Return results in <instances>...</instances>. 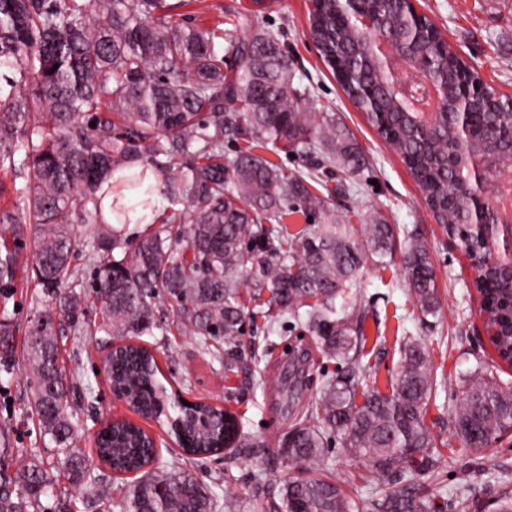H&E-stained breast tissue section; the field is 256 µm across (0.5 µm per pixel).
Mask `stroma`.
<instances>
[{
    "mask_svg": "<svg viewBox=\"0 0 512 512\" xmlns=\"http://www.w3.org/2000/svg\"><path fill=\"white\" fill-rule=\"evenodd\" d=\"M414 4L435 21L486 83L512 95V0H414ZM310 11V0H263L258 7L253 0H185L180 9L188 26L241 17L237 35L245 40L261 31L279 33L293 62L294 85L306 93V111L335 114L338 126L359 144L365 157L363 170L347 179L336 196L337 216L354 225L382 217L400 231L413 230L424 237L437 276L441 313L425 317L413 307L399 261L364 269L349 301L365 314L361 386L390 393L406 339L414 338L426 347L436 379L426 423L443 444L435 452L436 469L413 475L411 481L434 498L440 512H465L462 488L478 492L491 487L512 493V437L485 448L475 460L461 452L452 427L466 378L480 367L497 364L478 332L471 261L436 223L399 156L321 62L310 38ZM84 302L90 330L65 332L59 350L66 372L74 375L80 389L71 403L79 425L74 445L82 449L89 472L104 477L109 486L111 503L101 512H116L115 503L133 482L132 477L113 474L96 455L93 435L110 416L136 422L153 434L159 465L191 470L219 501H234L236 512H280V488L299 469L278 456V441L315 406L324 380L347 369V362L322 352L301 317L284 315L272 325L262 315H253L245 325L242 346L225 352L220 362L201 349L187 330L165 322L155 335L140 339L159 362L162 384L185 399L230 411L243 434L267 443L263 452L246 458L189 456L174 444L166 418L139 417L113 397L99 369L109 341L92 331L102 320L99 305L91 295ZM46 308L32 271H20L7 296H0V317L11 320L16 346H23L26 330ZM43 446L38 419L29 409L24 365L18 362L10 371L0 370V448L13 449L12 466L17 469L31 451ZM327 461L359 512H370L379 494L370 463L349 456L336 441Z\"/></svg>",
    "mask_w": 512,
    "mask_h": 512,
    "instance_id": "35a3bbf8",
    "label": "stroma"
}]
</instances>
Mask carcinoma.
<instances>
[{"mask_svg": "<svg viewBox=\"0 0 512 512\" xmlns=\"http://www.w3.org/2000/svg\"><path fill=\"white\" fill-rule=\"evenodd\" d=\"M181 0H0V164L27 172L15 190L13 211L0 215V233H12L14 247L0 250V286L13 285L27 263L20 250L24 228L31 230L33 270L51 307L25 341L30 409L49 440V456L33 454L10 472L13 452L0 448V512H38L50 490L48 469L59 463L72 485L97 500L107 487L86 474L83 454L73 447L76 425L68 413L76 394L73 376L60 363L58 334L87 325L73 275L77 232L92 234L89 284L102 314L97 331L107 336H152L160 307L210 349L238 345L246 303L241 285L253 289L254 307L300 314L322 350L349 363L328 378L315 422L297 423L278 454L301 466L281 490L284 512H355L337 479L312 473L325 466L329 439L367 460L385 487L371 512H434V501L405 483L409 472L436 466L438 439L425 422L432 393L429 354L414 339L402 348L389 394L362 393L357 353L363 314L347 308L350 290L366 264L382 267L400 253L409 295L422 315L440 309L439 286L424 241L382 217L355 236L351 224L336 222L332 201L343 191L312 193L308 176L257 153L298 154L316 167L338 165L347 177L365 159L336 125V117L304 111L294 87L295 73L278 35L266 32L240 41L220 26H185L178 21ZM387 28H400L403 0L377 3ZM339 0H320L310 17V34L337 83L359 110L367 93L383 108L370 119L400 157L422 199L446 233L464 250L475 248L468 234L471 198L448 202L455 182L472 178L455 170L448 154H474L478 142L500 135L512 123V96L499 94L478 74H468L431 30L420 36L417 55L431 64L440 89L471 96L476 135L453 142L448 121L421 136L417 110L406 88L378 60V37L364 35L340 16ZM233 143L232 152L225 142ZM21 158H16L18 151ZM134 170L113 186L115 198L140 192L146 171L159 178L167 202L159 225H149L131 243L102 218L100 184L113 172ZM302 212L322 217L296 233L284 216ZM268 299H262L263 293ZM489 315L512 314L506 289L496 277L483 286ZM11 323L0 320V364L14 361ZM113 391L145 419L175 413L176 440L193 455H210L229 440L239 456L266 447L240 435L236 421L207 404L186 406L159 384L158 361L146 347L128 346L103 361ZM465 451L482 449L512 435V386L488 370L466 379L465 395L452 419ZM96 453L110 468L139 477L119 504L120 512H216L217 500L189 471L150 469L157 457L151 436L118 421L98 436Z\"/></svg>", "mask_w": 512, "mask_h": 512, "instance_id": "cac0c4a2", "label": "carcinoma"}]
</instances>
